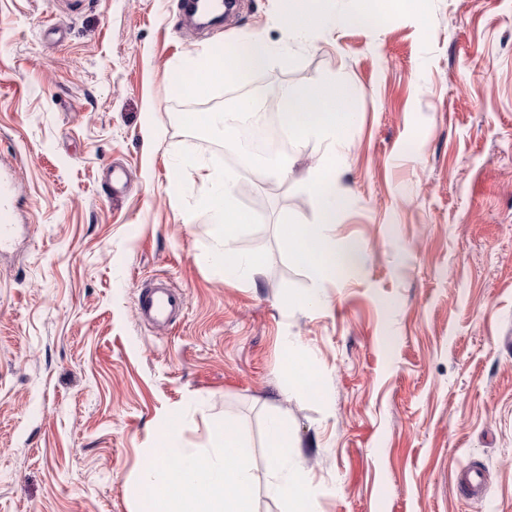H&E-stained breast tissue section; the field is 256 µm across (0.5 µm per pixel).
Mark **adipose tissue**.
Returning <instances> with one entry per match:
<instances>
[{"mask_svg":"<svg viewBox=\"0 0 512 512\" xmlns=\"http://www.w3.org/2000/svg\"><path fill=\"white\" fill-rule=\"evenodd\" d=\"M273 55L271 46L254 37L236 45L230 53L211 54L199 59L181 73L180 90L198 96L215 81L236 83L243 71L261 70ZM280 115L289 134L299 142L319 139L329 147L319 166L309 174L319 192L316 220L310 224H284L280 227L283 245L296 262L316 278L330 280L338 271L356 265L362 255L359 244L336 245L328 231L345 204L333 189L338 168L334 144L354 120L351 90L342 83H329L309 92L282 88ZM212 190L198 205L213 219L218 246L213 258L227 277L252 280L261 259L240 252L236 239L251 214L233 198L234 176L211 171ZM270 448V474L267 491L284 505V512H313L301 470H284L293 443L284 420L277 415L266 423ZM162 446L151 454L142 473L139 489L143 512H253L254 479L250 446L246 434L237 429L216 427L211 451L201 453L178 447L169 431H161Z\"/></svg>","mask_w":512,"mask_h":512,"instance_id":"ef3b65f1","label":"adipose tissue"}]
</instances>
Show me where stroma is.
I'll return each mask as SVG.
<instances>
[{
	"instance_id": "35a3bbf8",
	"label": "stroma",
	"mask_w": 512,
	"mask_h": 512,
	"mask_svg": "<svg viewBox=\"0 0 512 512\" xmlns=\"http://www.w3.org/2000/svg\"><path fill=\"white\" fill-rule=\"evenodd\" d=\"M183 6L0 0V176L17 216L0 251V512H138L161 428L207 449L224 424L251 440L256 512H281L266 492L273 413L314 512H512V0H419L362 24L361 0H329L334 23L304 34L280 23L284 0H241L204 31ZM253 37L274 50L264 73L178 92L179 66ZM333 79L355 119L330 237L362 258L321 282L279 226L314 221L324 143L291 142L275 176L183 115ZM149 126L162 137L146 141ZM186 156L202 166L171 189ZM215 169L254 218L236 243L261 259L250 283L211 260L196 201ZM157 279L185 296L166 331L136 306ZM290 353L316 390L289 382ZM468 468L476 500L457 482Z\"/></svg>"
}]
</instances>
